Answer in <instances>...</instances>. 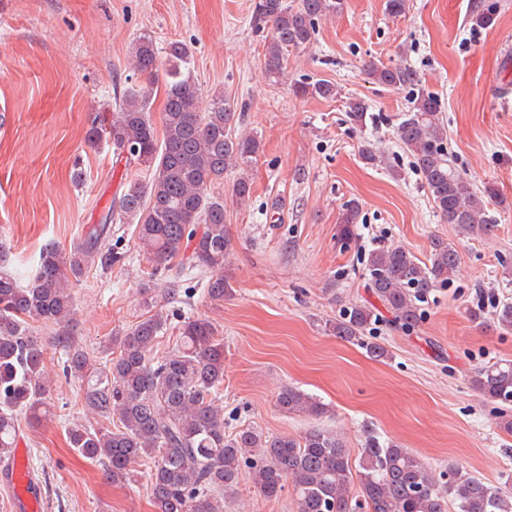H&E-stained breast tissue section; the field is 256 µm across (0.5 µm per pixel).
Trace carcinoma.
<instances>
[{"mask_svg":"<svg viewBox=\"0 0 512 512\" xmlns=\"http://www.w3.org/2000/svg\"><path fill=\"white\" fill-rule=\"evenodd\" d=\"M344 6L345 0H255L252 25L270 28L269 75L280 76L284 56L307 48L316 22L342 13ZM158 57L150 36L135 40L130 81L117 92L111 109L93 116L85 133L90 149L103 140L111 143L129 171L125 190L104 222L69 248L45 245L25 285L7 268L0 245V457L16 447L18 416L38 425L51 415L44 351L29 326L31 320H43L63 328L58 343L65 351L66 375L86 385L88 410L109 421L98 428L76 423L66 428L68 446L84 460L103 465L114 483L131 480L134 465L149 462L155 512H224V493L237 487L241 464L250 456L256 457L252 466L257 492L276 499L289 487L297 512H512L511 476L493 482L450 464L438 478L407 449L380 441L370 430L355 457L336 431L320 425L296 436L268 435L250 425L224 432V417L215 405L224 383V339L206 319L186 318L171 350L162 357L153 355L168 321L156 309L153 279L176 258L180 268L191 272L224 269L232 237L224 222V196L215 186L235 170L239 175L232 194L238 201L248 199L246 171L261 148L256 137L234 134L245 106L216 93L207 111H201L191 50L180 40L166 47L162 133H157L150 102L159 79ZM366 75L389 87L418 82L406 66L371 63ZM293 91L326 100L340 94L336 84L323 79L297 82ZM347 108L353 124L366 125L368 106L363 101L352 99ZM439 114L437 97L418 89L411 110L398 124V141L413 157L441 220L464 235L487 236L494 228L487 208L497 191L492 185L477 187L456 168ZM359 216L357 202L346 204L339 240L352 238ZM114 224L137 225L140 251L152 263L145 302L155 311L113 336L102 350L106 361L99 363L69 336L67 327L73 283L97 262L108 266L120 260L112 251ZM458 262L455 245L440 237L432 239L424 261L401 246L374 249L366 255V288L391 315V324L410 328L422 317L420 303L433 289L450 284ZM205 293L222 301L233 295V288L224 276H212ZM378 322V308L360 303L325 327L383 360L388 350L369 335ZM493 323L512 331V302L496 304ZM471 385L483 398L505 403L512 396V360L476 368ZM276 406L316 419L328 413L324 403L293 386L280 390Z\"/></svg>","mask_w":512,"mask_h":512,"instance_id":"carcinoma-1","label":"carcinoma"}]
</instances>
